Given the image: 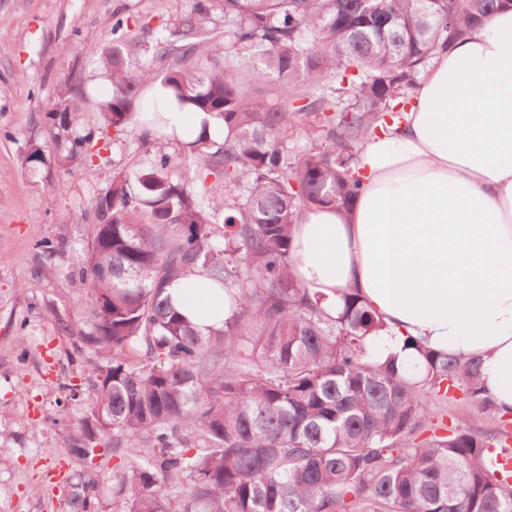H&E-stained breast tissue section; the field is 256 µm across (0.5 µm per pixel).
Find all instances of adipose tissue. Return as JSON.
Masks as SVG:
<instances>
[{"label":"adipose tissue","mask_w":512,"mask_h":512,"mask_svg":"<svg viewBox=\"0 0 512 512\" xmlns=\"http://www.w3.org/2000/svg\"><path fill=\"white\" fill-rule=\"evenodd\" d=\"M363 191L348 210L314 207L292 229L291 267L331 314L355 289L385 328L379 361L421 370L408 338L467 359L500 413H512V9L437 56L397 135L369 139ZM166 294L201 334L224 296L202 275Z\"/></svg>","instance_id":"ef3b65f1"}]
</instances>
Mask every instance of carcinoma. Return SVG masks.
I'll return each mask as SVG.
<instances>
[{"mask_svg":"<svg viewBox=\"0 0 512 512\" xmlns=\"http://www.w3.org/2000/svg\"><path fill=\"white\" fill-rule=\"evenodd\" d=\"M512 0H193L129 71L123 37L86 54L111 93L87 103L63 80L42 141L23 163L78 168L89 179L129 141L137 163L93 201V239L78 277L90 301L84 344L94 364L86 407L67 438L93 469L119 458V512H512L504 430L454 425L419 439L430 402L457 395L499 416L462 361L413 341L419 376L375 360L382 328L355 293L335 317L291 273V226L307 208L348 206L366 141L397 133L420 75ZM221 9L224 37L211 35ZM183 112L217 114L182 160L163 109L142 111L146 86ZM276 98L268 103L267 94ZM113 136L97 135L83 112ZM140 133L128 140L133 125ZM223 191V223L210 206ZM205 274L224 291V325L199 334L164 296ZM65 512H105L97 482L73 473Z\"/></svg>","mask_w":512,"mask_h":512,"instance_id":"1","label":"carcinoma"}]
</instances>
